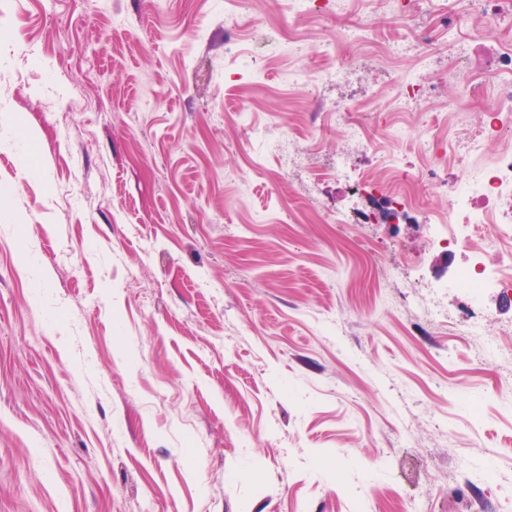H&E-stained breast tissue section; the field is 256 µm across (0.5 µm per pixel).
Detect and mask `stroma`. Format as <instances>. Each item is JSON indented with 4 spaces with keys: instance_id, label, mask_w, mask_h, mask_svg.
Segmentation results:
<instances>
[{
    "instance_id": "35a3bbf8",
    "label": "stroma",
    "mask_w": 512,
    "mask_h": 512,
    "mask_svg": "<svg viewBox=\"0 0 512 512\" xmlns=\"http://www.w3.org/2000/svg\"><path fill=\"white\" fill-rule=\"evenodd\" d=\"M396 8L0 0V113L33 133L0 123V512H512V290L445 289L503 248L429 222L512 81V16L423 58L379 47L441 14ZM232 32L256 61L230 83ZM330 46L348 75L314 82ZM452 102L437 154L426 115ZM392 148L397 224L374 190ZM333 0H288L286 8L291 16L321 17L333 12L329 6Z\"/></svg>"
}]
</instances>
